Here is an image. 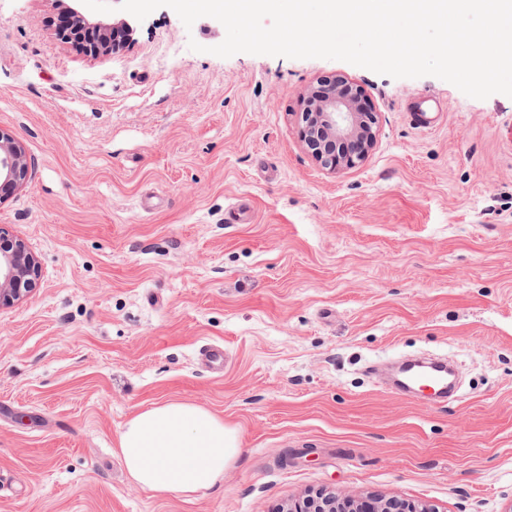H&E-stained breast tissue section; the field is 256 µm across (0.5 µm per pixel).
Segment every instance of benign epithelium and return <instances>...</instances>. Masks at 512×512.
<instances>
[{"mask_svg": "<svg viewBox=\"0 0 512 512\" xmlns=\"http://www.w3.org/2000/svg\"><path fill=\"white\" fill-rule=\"evenodd\" d=\"M71 26L60 31L62 39L75 47L94 54H108L124 47L129 41L133 27L127 21L112 25L93 23L79 8L67 7ZM309 102L315 109L309 118L316 123V131L330 138L333 149L324 151L313 148L317 136L311 134V125H306L304 138L311 154L324 168L332 171L352 168L362 162L375 145L374 113L364 109L358 92L344 95L336 90L317 89L311 93ZM29 170V161L22 144L9 134L0 131V190H17L24 184ZM39 261L21 239L0 241V307L20 300L30 292L38 276ZM288 512H388L385 506L371 503L366 508L337 506L336 497L325 494L314 505L307 500H296L289 504Z\"/></svg>", "mask_w": 512, "mask_h": 512, "instance_id": "benign-epithelium-1", "label": "benign epithelium"}]
</instances>
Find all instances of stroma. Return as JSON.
Segmentation results:
<instances>
[{"label":"stroma","instance_id":"stroma-1","mask_svg":"<svg viewBox=\"0 0 512 512\" xmlns=\"http://www.w3.org/2000/svg\"><path fill=\"white\" fill-rule=\"evenodd\" d=\"M63 13L0 0V131L31 160L0 230L40 263L0 308V512H286L322 489L512 512V98L219 57L218 20L168 7L91 54L60 38ZM336 78L362 89L376 144L331 171L301 114ZM422 96L446 107L434 127L408 115ZM420 354L457 362L456 398L371 372ZM166 401L238 431L192 499L136 486L116 451Z\"/></svg>","mask_w":512,"mask_h":512}]
</instances>
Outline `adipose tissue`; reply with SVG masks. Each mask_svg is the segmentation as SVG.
<instances>
[{
    "instance_id": "obj_1",
    "label": "adipose tissue",
    "mask_w": 512,
    "mask_h": 512,
    "mask_svg": "<svg viewBox=\"0 0 512 512\" xmlns=\"http://www.w3.org/2000/svg\"><path fill=\"white\" fill-rule=\"evenodd\" d=\"M119 452L131 480L157 496H194L224 478L239 448L232 428L204 408L165 402L124 424Z\"/></svg>"
}]
</instances>
